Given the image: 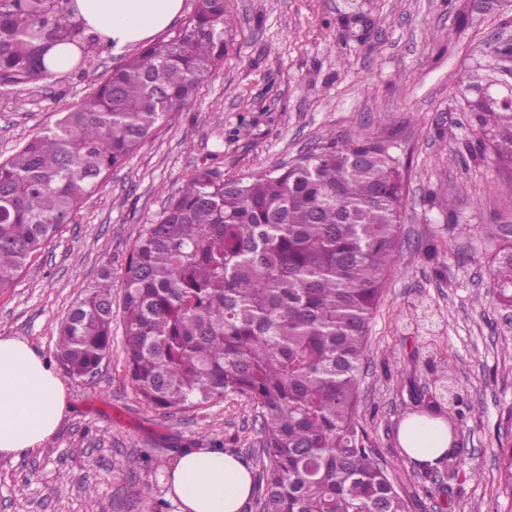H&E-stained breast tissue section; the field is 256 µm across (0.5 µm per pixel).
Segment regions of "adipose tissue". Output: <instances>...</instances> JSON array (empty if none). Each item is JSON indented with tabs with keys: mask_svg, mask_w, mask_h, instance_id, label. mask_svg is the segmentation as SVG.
<instances>
[{
	"mask_svg": "<svg viewBox=\"0 0 512 512\" xmlns=\"http://www.w3.org/2000/svg\"><path fill=\"white\" fill-rule=\"evenodd\" d=\"M185 0H77L89 32L123 50L149 40L180 17ZM66 410L65 384L24 340L0 336V455L41 447L58 429ZM404 452L432 464L450 444L444 425L418 427L405 420L399 431ZM177 512H243L253 491L249 468L231 453L196 448L180 455L169 473Z\"/></svg>",
	"mask_w": 512,
	"mask_h": 512,
	"instance_id": "ef3b65f1",
	"label": "adipose tissue"
}]
</instances>
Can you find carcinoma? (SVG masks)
<instances>
[{
    "mask_svg": "<svg viewBox=\"0 0 512 512\" xmlns=\"http://www.w3.org/2000/svg\"><path fill=\"white\" fill-rule=\"evenodd\" d=\"M232 26L224 0H196L179 26L109 73L75 109L0 161V292L73 221L83 201L169 114L188 105L224 60ZM78 54L61 71L44 58ZM110 50L77 19L74 0H0V91L83 75L93 50ZM468 76L465 110L474 161L492 159L512 197V104L474 91L512 46L485 47ZM404 164L388 139L338 143L247 178L208 162L142 225L124 275L126 368L147 408L187 409L246 396L260 418L265 459L260 512H407L359 424L371 319L400 258ZM481 231L498 248L489 264L495 300L512 308V224ZM112 345V273L61 322L56 356L77 378L96 374ZM416 415L473 410L464 397L443 411L435 395ZM451 443L436 468L458 476ZM512 496V448L501 449Z\"/></svg>",
    "mask_w": 512,
    "mask_h": 512,
    "instance_id": "carcinoma-1",
    "label": "carcinoma"
}]
</instances>
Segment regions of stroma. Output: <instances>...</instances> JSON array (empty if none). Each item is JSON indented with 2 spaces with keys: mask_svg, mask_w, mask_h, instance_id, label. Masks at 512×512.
I'll return each mask as SVG.
<instances>
[{
  "mask_svg": "<svg viewBox=\"0 0 512 512\" xmlns=\"http://www.w3.org/2000/svg\"><path fill=\"white\" fill-rule=\"evenodd\" d=\"M234 19L224 63L197 99L171 114L83 202L14 288L0 293V336L53 360L57 326L102 269L112 272V349L90 379L66 378L65 416L46 443L0 458V512H174L163 477L184 451L223 445L260 474V422L229 394L205 406L151 411L125 363L122 280L142 225L209 154L225 177L271 170L326 134L391 139L405 164L403 248L371 322L358 419L408 512H512L500 486V431L512 427V309L494 300L482 224H512V197L489 164L468 160L460 90L480 50L505 32L512 0H367L361 36L340 0H225ZM132 50L88 58L82 78L0 93V158L79 105ZM434 254H427V247ZM447 358L474 411L457 430L463 470L481 480L445 498L398 432L431 362ZM141 457L128 470L129 457Z\"/></svg>",
  "mask_w": 512,
  "mask_h": 512,
  "instance_id": "stroma-1",
  "label": "stroma"
}]
</instances>
